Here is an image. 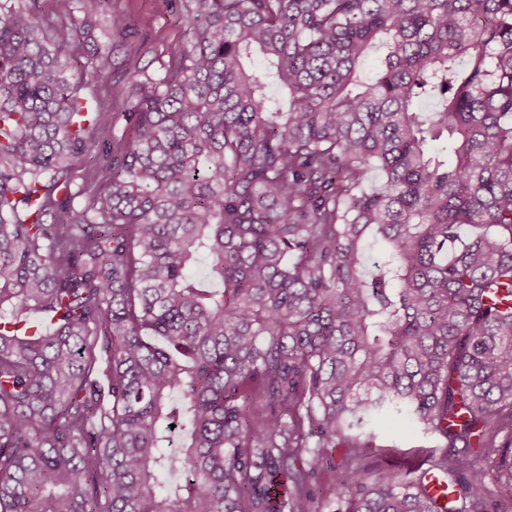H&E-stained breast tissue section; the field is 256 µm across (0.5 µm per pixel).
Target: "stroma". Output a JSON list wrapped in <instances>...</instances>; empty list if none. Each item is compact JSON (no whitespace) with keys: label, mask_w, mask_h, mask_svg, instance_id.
<instances>
[{"label":"stroma","mask_w":512,"mask_h":512,"mask_svg":"<svg viewBox=\"0 0 512 512\" xmlns=\"http://www.w3.org/2000/svg\"><path fill=\"white\" fill-rule=\"evenodd\" d=\"M48 31L69 51L77 66H84L88 54L101 49L111 56V65L104 71L99 101L104 110L112 108V87L124 84L127 65H139L152 75H160L169 56L189 45L187 26L181 17L176 0H112L113 9L134 17L137 31L125 41L112 35L109 13H102L90 21V39L79 41L74 31L79 26L80 13L65 11L57 0H22ZM374 452L385 463L400 467L426 458L435 447L433 437L423 434L408 421L391 419L378 427L373 437Z\"/></svg>","instance_id":"1"}]
</instances>
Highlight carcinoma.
I'll return each instance as SVG.
<instances>
[{
	"label": "carcinoma",
	"instance_id": "carcinoma-1",
	"mask_svg": "<svg viewBox=\"0 0 512 512\" xmlns=\"http://www.w3.org/2000/svg\"><path fill=\"white\" fill-rule=\"evenodd\" d=\"M180 10L108 114L0 0V512H512V0ZM374 454L398 470L403 464L419 463L437 444L404 419H390L375 430ZM313 488L326 502V512H338L341 505L334 499L333 485L330 473L326 470L317 471L313 478ZM337 510V511H336Z\"/></svg>",
	"mask_w": 512,
	"mask_h": 512
}]
</instances>
